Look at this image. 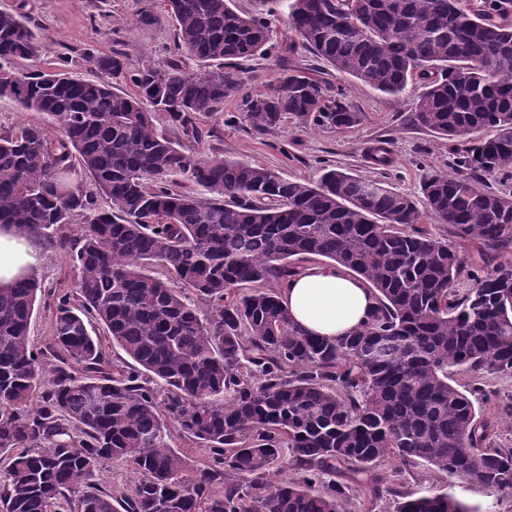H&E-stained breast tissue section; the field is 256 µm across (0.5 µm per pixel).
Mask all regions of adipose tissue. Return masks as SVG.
<instances>
[{"mask_svg":"<svg viewBox=\"0 0 512 512\" xmlns=\"http://www.w3.org/2000/svg\"><path fill=\"white\" fill-rule=\"evenodd\" d=\"M38 257L34 238L18 235L11 225L0 226V285L30 273ZM282 303L302 330L333 339L360 328L374 300L343 269L310 267L283 289Z\"/></svg>","mask_w":512,"mask_h":512,"instance_id":"1","label":"adipose tissue"}]
</instances>
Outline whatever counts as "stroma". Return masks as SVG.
Listing matches in <instances>:
<instances>
[{"label": "stroma", "mask_w": 512, "mask_h": 512, "mask_svg": "<svg viewBox=\"0 0 512 512\" xmlns=\"http://www.w3.org/2000/svg\"><path fill=\"white\" fill-rule=\"evenodd\" d=\"M32 5V21L43 42V51L37 62L14 60L9 64L10 69L48 70L57 66L60 57L67 56L75 61L79 76L129 92L132 84L98 71L86 61V53H120L134 63L149 61L158 65L166 64L172 55L175 30L170 19L151 26L134 22L141 9L152 7V0H32ZM271 28L269 53L238 64L242 95L225 101L223 120H202V127L212 132L207 147L224 159L259 163L291 180L315 179L322 167L329 166L386 181L396 191L417 200L422 197L421 184L427 173L455 171L456 155L447 140L415 120L419 86H412L399 98L387 96L336 73L308 49L293 42L285 11L272 15ZM284 69H302L327 81L352 111L361 113L360 123L342 131L290 123L265 136L253 133L239 120L243 98L267 91L271 81ZM381 140L386 141L394 159L392 168L386 170L374 166L367 157L368 150ZM420 227L433 237L447 241L467 267L484 268V251L477 241L453 236L450 225L430 215L424 216ZM35 273L49 288L72 290L79 280L77 270L66 256L49 250L42 251ZM454 381L465 388L480 387L479 406L483 416L497 422L498 443L512 448V374L461 371ZM378 471L408 491L433 484L446 487L473 512H512V495L476 490L448 475L433 472L422 462L406 466L399 473L394 472L392 463L386 462Z\"/></svg>", "instance_id": "obj_1"}]
</instances>
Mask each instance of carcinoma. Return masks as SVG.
<instances>
[{
  "label": "carcinoma",
  "mask_w": 512,
  "mask_h": 512,
  "mask_svg": "<svg viewBox=\"0 0 512 512\" xmlns=\"http://www.w3.org/2000/svg\"><path fill=\"white\" fill-rule=\"evenodd\" d=\"M162 2L180 59L86 56L128 75L133 93L75 77L69 57L0 66V98L58 124L0 133V225L64 252L80 275L76 290L48 291L39 348L29 326L44 287L32 273L0 286V512H341L348 487L322 475L364 474L378 497V465L417 459L512 495V448L449 376L512 373V261L500 260L512 194L470 177L512 176V0H285L290 31L337 73L392 97L421 86L416 121L467 171L431 172L421 208L376 180H288L200 150L196 117H224L236 61L267 52L269 23L233 0ZM26 7L0 10V60L41 56ZM158 112L188 143L158 132ZM361 118L296 69L242 113L260 136L290 119ZM369 159L393 166L383 141ZM77 166L91 187L69 181ZM425 211L493 264L463 293L466 265L417 227ZM308 257L373 290L364 326L330 341L292 324L281 290ZM175 432L205 461L190 467ZM110 461L139 475L119 495L93 481ZM400 497L398 512H472L436 486Z\"/></svg>",
  "instance_id": "cac0c4a2"
}]
</instances>
